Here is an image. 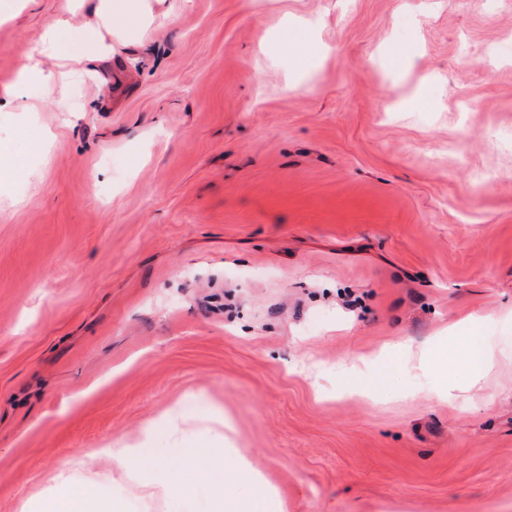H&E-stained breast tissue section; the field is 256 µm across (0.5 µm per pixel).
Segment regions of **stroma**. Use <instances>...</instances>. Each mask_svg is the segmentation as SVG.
Listing matches in <instances>:
<instances>
[{"instance_id":"obj_1","label":"stroma","mask_w":512,"mask_h":512,"mask_svg":"<svg viewBox=\"0 0 512 512\" xmlns=\"http://www.w3.org/2000/svg\"><path fill=\"white\" fill-rule=\"evenodd\" d=\"M151 3L135 32L0 0V512L61 470L118 512H209L213 480L147 496L111 445L158 486L237 449L285 512H512V0ZM64 15L111 45L95 69L44 51ZM470 313L480 382L406 362ZM284 39L294 50V53L301 63L307 60L308 57L319 54L309 34H303L298 26L292 27L289 31L287 28L284 31ZM469 363L473 370V376L476 379H481L487 372L489 366L492 364L493 353L490 349L484 347L477 340L471 342L466 346Z\"/></svg>"}]
</instances>
